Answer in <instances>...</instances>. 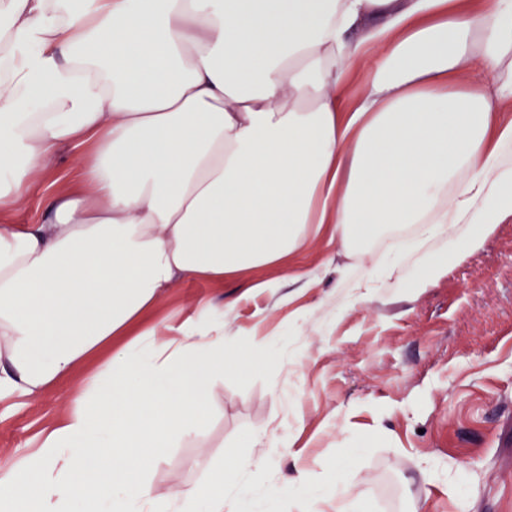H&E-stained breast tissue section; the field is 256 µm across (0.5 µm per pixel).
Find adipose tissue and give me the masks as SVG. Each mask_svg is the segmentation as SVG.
<instances>
[{
    "label": "adipose tissue",
    "instance_id": "1",
    "mask_svg": "<svg viewBox=\"0 0 512 512\" xmlns=\"http://www.w3.org/2000/svg\"><path fill=\"white\" fill-rule=\"evenodd\" d=\"M68 148L76 185L0 224V400L74 381L0 453V512H224L206 455L183 495L151 475L269 348L149 314L185 281L309 287L317 242L364 262L355 300L417 291L512 223V0H0V211ZM394 224L414 275L369 249Z\"/></svg>",
    "mask_w": 512,
    "mask_h": 512
}]
</instances>
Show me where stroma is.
<instances>
[{
    "instance_id": "obj_1",
    "label": "stroma",
    "mask_w": 512,
    "mask_h": 512,
    "mask_svg": "<svg viewBox=\"0 0 512 512\" xmlns=\"http://www.w3.org/2000/svg\"><path fill=\"white\" fill-rule=\"evenodd\" d=\"M77 172L61 152L27 205L0 224H34ZM207 299L234 301L226 327L259 331L272 363L212 387L213 419L196 440L170 449L151 478L170 496L198 484L192 462H228L243 433L275 432L279 448H256L260 475L228 474L230 512H336L333 472L347 448L366 512H512V223L450 265L429 288H398L350 302L335 272L280 304L244 283L188 281L172 289L156 319L178 324ZM71 380L28 405L0 412V448L22 451L50 426ZM248 483L259 503L238 497ZM318 501H311L312 492Z\"/></svg>"
}]
</instances>
